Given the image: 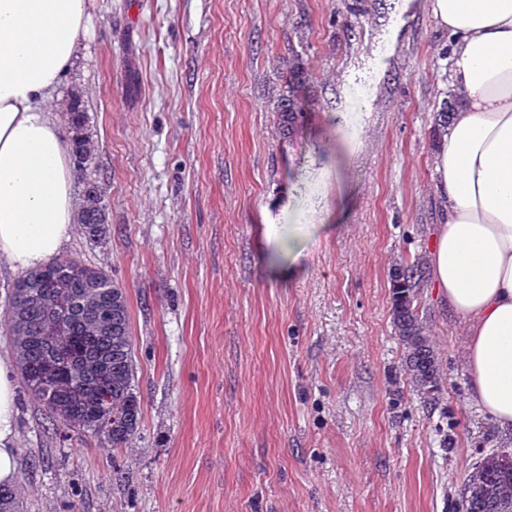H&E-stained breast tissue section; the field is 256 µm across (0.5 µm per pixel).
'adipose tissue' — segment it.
<instances>
[{
	"label": "adipose tissue",
	"instance_id": "adipose-tissue-1",
	"mask_svg": "<svg viewBox=\"0 0 512 512\" xmlns=\"http://www.w3.org/2000/svg\"><path fill=\"white\" fill-rule=\"evenodd\" d=\"M463 105L433 157L442 218L424 253L467 343L471 395L512 430V0H429ZM88 0H0V261L39 267L74 230L69 145L49 102ZM13 362L0 358V485L18 473Z\"/></svg>",
	"mask_w": 512,
	"mask_h": 512
}]
</instances>
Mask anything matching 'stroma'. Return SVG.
Segmentation results:
<instances>
[{"label":"stroma","mask_w":512,"mask_h":512,"mask_svg":"<svg viewBox=\"0 0 512 512\" xmlns=\"http://www.w3.org/2000/svg\"><path fill=\"white\" fill-rule=\"evenodd\" d=\"M353 2L92 0L53 100L84 94L97 151L73 194L103 184L109 232L60 254L125 289L142 422L114 448L17 383L25 512H452L493 421L433 290L443 409L400 375L390 315L392 271L437 220L450 41L428 0ZM294 56L308 94L287 137ZM292 224L293 262L268 239Z\"/></svg>","instance_id":"1"}]
</instances>
